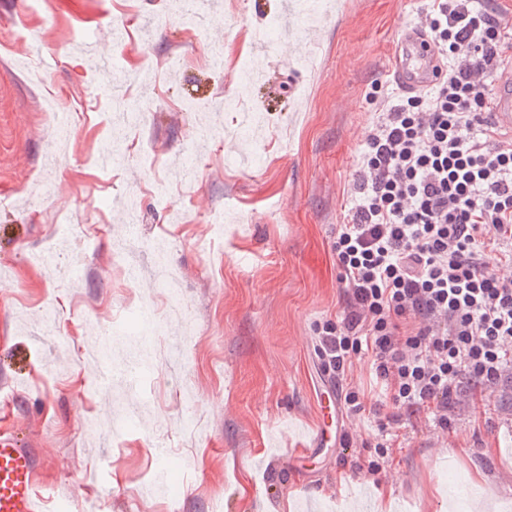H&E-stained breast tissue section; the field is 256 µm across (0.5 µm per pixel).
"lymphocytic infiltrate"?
<instances>
[{"mask_svg":"<svg viewBox=\"0 0 512 512\" xmlns=\"http://www.w3.org/2000/svg\"><path fill=\"white\" fill-rule=\"evenodd\" d=\"M416 27L435 81L383 101L331 248L341 309L327 368L367 362L387 403L447 429L461 382L512 373V128L493 118L512 26L482 0H428Z\"/></svg>","mask_w":512,"mask_h":512,"instance_id":"lymphocytic-infiltrate-1","label":"lymphocytic infiltrate"}]
</instances>
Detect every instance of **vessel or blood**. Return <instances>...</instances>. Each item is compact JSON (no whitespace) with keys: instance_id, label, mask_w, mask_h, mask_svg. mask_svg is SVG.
<instances>
[{"instance_id":"vessel-or-blood-1","label":"vessel or blood","mask_w":512,"mask_h":512,"mask_svg":"<svg viewBox=\"0 0 512 512\" xmlns=\"http://www.w3.org/2000/svg\"><path fill=\"white\" fill-rule=\"evenodd\" d=\"M433 65L422 38L413 30H405L389 67L396 85L404 91L430 85L434 80ZM495 112L500 121L512 125V72L498 84ZM319 407L322 424L313 440L317 447L327 443L336 420L335 388L321 394ZM42 466L32 442L21 437L14 427L0 426V512H73L71 501L48 503L40 489Z\"/></svg>"}]
</instances>
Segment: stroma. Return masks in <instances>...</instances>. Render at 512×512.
<instances>
[{
  "label": "stroma",
  "instance_id": "obj_1",
  "mask_svg": "<svg viewBox=\"0 0 512 512\" xmlns=\"http://www.w3.org/2000/svg\"><path fill=\"white\" fill-rule=\"evenodd\" d=\"M177 0H0V419L33 436L47 461L44 485L78 512H507L512 503V381L491 391L461 385L439 429L430 412L391 420L366 362L337 378L369 411L344 418L346 443L303 455L318 422L322 364L316 326L340 308L331 242L353 203L348 188L366 131L378 117L367 94L387 75L398 35L425 0H322L295 41L245 44L263 25L281 29L284 0H219L203 30L184 26ZM136 34L114 48L116 14ZM92 38L121 70L145 118L113 130L104 72L74 38ZM223 47V69L204 54ZM248 71H241L240 60ZM57 92L76 107L58 166L59 136L43 112ZM234 100L222 141L200 140V115L182 108ZM131 148L109 173L90 165L110 139ZM195 150L192 179L178 163ZM163 184L170 203L158 201ZM85 212L90 247L62 249L65 280L36 262L58 217ZM180 272L191 324L175 318L156 276L155 248ZM140 276L127 285L126 265ZM63 336L37 338L47 304ZM160 318L150 343L137 311ZM110 328L113 361L152 369L137 390L99 385L100 363L82 358ZM203 421L184 428L185 387ZM132 415L108 440L97 422ZM400 444L378 474L362 441L377 423ZM188 465L180 497L161 488L155 446Z\"/></svg>",
  "mask_w": 512,
  "mask_h": 512
}]
</instances>
